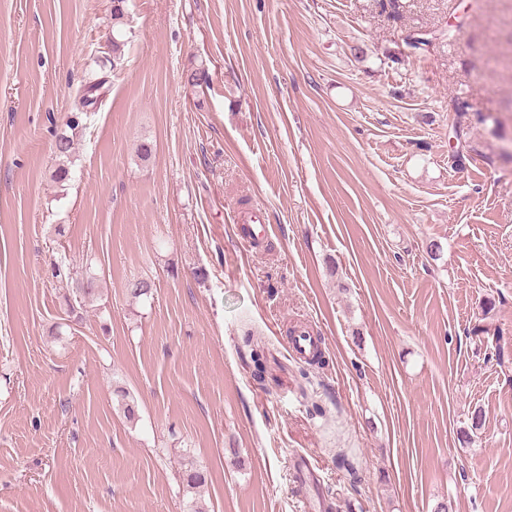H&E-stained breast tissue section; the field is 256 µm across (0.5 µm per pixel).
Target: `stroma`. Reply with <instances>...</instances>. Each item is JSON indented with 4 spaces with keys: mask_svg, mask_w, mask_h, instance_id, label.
Segmentation results:
<instances>
[{
    "mask_svg": "<svg viewBox=\"0 0 512 512\" xmlns=\"http://www.w3.org/2000/svg\"><path fill=\"white\" fill-rule=\"evenodd\" d=\"M399 4L125 0L112 67V0H0V512H512V381L469 335L512 330V0ZM456 22L404 56L405 28ZM302 323L324 367L290 355ZM123 10L114 6L112 9V67L115 66L114 60H120L122 51L127 41L125 33ZM459 28L448 26L446 28L438 29L430 33L417 34L412 38L410 46L416 52H429L437 41L452 42L456 40ZM77 114L78 113H75V115L68 117L65 123L66 128L56 134L54 153L56 154V157L61 161L55 171V179L58 182H65L69 180L70 170L64 163L69 160L75 149L74 136H76L75 131L79 127L80 123V117ZM67 129L71 133H69Z\"/></svg>",
    "mask_w": 512,
    "mask_h": 512,
    "instance_id": "1",
    "label": "stroma"
}]
</instances>
